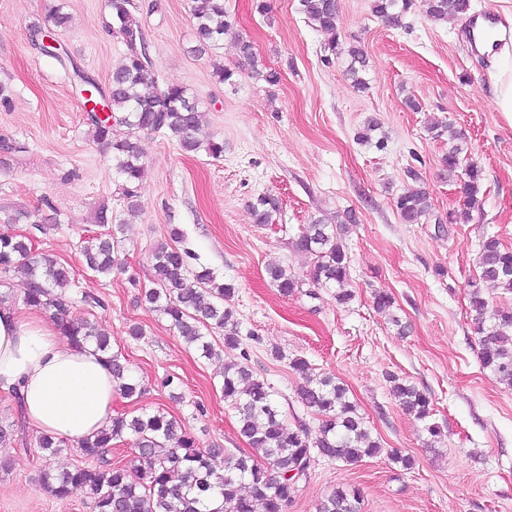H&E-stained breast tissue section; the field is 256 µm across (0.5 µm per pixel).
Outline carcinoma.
Here are the masks:
<instances>
[{"label": "carcinoma", "mask_w": 512, "mask_h": 512, "mask_svg": "<svg viewBox=\"0 0 512 512\" xmlns=\"http://www.w3.org/2000/svg\"><path fill=\"white\" fill-rule=\"evenodd\" d=\"M426 13L438 20L450 14L460 15L469 7V0H421ZM111 25L120 33L141 31L128 5L129 0H109ZM414 5V0H373V13L390 26L401 25L402 18ZM299 10L315 28L336 34L338 0H299ZM192 15L195 34L202 50L222 45L224 33L231 28L224 0H193ZM54 28L32 25L34 45L43 38H56L55 29L66 27L69 16L56 8ZM239 65L269 84L279 82L273 70L258 69V57L253 43L241 39L237 43ZM353 67L350 74L354 86L366 88L356 66H364L366 56L361 47L347 48ZM72 77L79 87L90 86L103 96L99 85L78 70ZM156 71L147 53L126 51L112 72L108 89L109 107L118 125L126 128L116 133L108 120L90 118L94 139L112 151L116 169L121 176L122 194L127 208L135 210L136 190L144 174L142 152L136 134L166 131L178 138L182 149L194 152L201 146L215 158L224 153V144L202 143L196 137L205 120V112L179 85H168L152 92ZM380 122L369 118L357 133L362 144L374 142ZM435 137L448 136V153L441 158L442 170L448 177L463 171V194L466 209H479L482 204V171L474 164L463 165L462 137L451 122L433 118L427 123ZM429 193L416 188L396 199V209L406 224H418L431 211ZM278 209L275 199L261 196L252 205L255 223L268 224ZM343 225L328 224L316 219L304 226L297 246L314 256V262L301 279L287 267L272 265L268 275L273 286L284 296L294 295L303 285L314 288L338 286L336 300L346 304L351 292L344 289L348 280L350 259L341 242ZM171 242L154 251V287L145 292L148 303L158 308L187 343L196 347L201 356H220L208 335L218 329L223 332V348L240 345L238 324L227 302L234 297V284L217 281L214 272L191 260L195 255L181 246L183 234L177 228L170 231ZM114 239L110 234L93 238L82 246L89 270L110 275L114 268ZM478 281L470 285L469 309L481 346L480 361L500 383L512 388V309L488 313V301L481 285L488 284L512 292V250L502 246L498 237L486 235L479 243L477 257ZM22 271L28 280L25 303L44 310L59 320L64 335L76 343H92L97 350L109 355L112 375L119 394L127 399L140 396L143 388L128 376L125 358L111 351L108 337L87 320L71 317L75 303L71 297L74 275L53 258L32 251L23 238L0 233V274ZM377 311L405 331L400 319L390 313L392 298L384 292L374 296ZM291 368L303 379L297 396L308 409L323 416L316 432L300 427L285 428L280 419L277 401L270 385L246 365L233 363L224 367V401L237 412L240 434L247 440L251 453L236 455L220 448H201L196 439L178 432L179 424L166 413L156 411L126 418L114 417L92 439L78 444L82 457L92 465H75L54 472L43 470L41 483L59 499L68 497L75 488H86L95 498L97 512H288L300 481L308 478L303 472L297 478L288 476L295 469H305L320 456L351 465L364 458L382 453L379 441L370 437L357 406L348 398L346 387L329 376L320 377L303 358L290 360ZM391 394L405 411L423 421L430 417L429 397L415 386L393 377ZM17 422L0 421V446L17 443ZM134 438L136 456L127 466L112 464L107 454L112 447ZM38 448L57 455L66 448V441L43 434ZM223 456V464L214 460ZM317 512H360V496L355 492L335 489L319 504Z\"/></svg>", "instance_id": "obj_1"}]
</instances>
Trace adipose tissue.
<instances>
[{"label":"adipose tissue","instance_id":"adipose-tissue-1","mask_svg":"<svg viewBox=\"0 0 512 512\" xmlns=\"http://www.w3.org/2000/svg\"><path fill=\"white\" fill-rule=\"evenodd\" d=\"M475 34L481 48L498 56L495 104L512 124V51L496 48L483 28ZM1 387L17 388L29 425L73 443L92 437L113 417L116 390L105 356L74 345L38 310L21 319L10 306H0Z\"/></svg>","mask_w":512,"mask_h":512}]
</instances>
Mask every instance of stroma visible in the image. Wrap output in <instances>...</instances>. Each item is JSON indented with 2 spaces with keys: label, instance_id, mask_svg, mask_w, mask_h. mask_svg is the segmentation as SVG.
I'll return each instance as SVG.
<instances>
[{
  "label": "stroma",
  "instance_id": "1",
  "mask_svg": "<svg viewBox=\"0 0 512 512\" xmlns=\"http://www.w3.org/2000/svg\"><path fill=\"white\" fill-rule=\"evenodd\" d=\"M267 2L263 14L257 0H224L233 27L221 49L200 54L191 0H130L160 84L186 87L206 113L199 139L224 144L215 158L183 151L168 133L139 134L145 172L131 212L82 98L31 42L32 25L52 27L53 9L63 6L70 21L60 43L85 74L109 86L126 47L110 25L108 0H0V143L12 146L0 150V232L29 237L33 251L73 271V317L106 333L144 388L141 397L115 398L114 414L160 410L202 447L237 453L248 446L224 401L225 365L247 362L267 380L290 430L320 423L298 399L302 379L290 359L305 358L347 385L383 451L353 465L316 460L288 512H317L338 488L358 491L360 512H512V389L483 369L468 313L481 238L494 234L512 247V126L495 105L497 60L474 47L470 30L477 17L512 11V0H470L467 15L445 21L418 4L399 27L377 17L372 0H338V40L361 46L367 58L363 90L353 86L349 57L329 55L328 34L307 22L298 0ZM241 38L278 72L277 84L239 67ZM219 64L233 70L232 82L218 80ZM409 98L420 111L406 106ZM371 117L387 136L380 150L357 139ZM432 117L453 122L468 162L484 174L481 209L455 224L446 217L463 208L460 183L443 174L448 141L428 133ZM416 186L428 191L432 212L406 224L396 199ZM263 195L278 202L268 224L255 223L250 209ZM103 206L116 239L108 276L88 270L81 253L83 241L103 230L96 221ZM19 211L27 219L6 224ZM345 214L353 218L344 237L352 299L338 303L332 288L282 296L268 265L305 275L313 258L296 245L304 225ZM174 227L199 264L236 288L230 305L241 344L221 358H200L144 300L153 252ZM378 290L393 297L407 334L374 308ZM86 295L98 306L85 305ZM392 375L429 396L440 438L392 397ZM24 437L26 450L0 448L9 463L0 470V512H94L86 489L62 500L39 482L41 470L82 463L76 446L50 456L38 449L36 429L25 427ZM394 450L411 455L414 467L391 462Z\"/></svg>",
  "mask_w": 512,
  "mask_h": 512
}]
</instances>
